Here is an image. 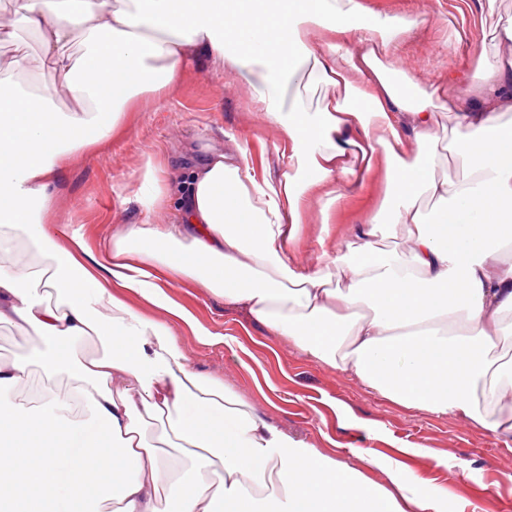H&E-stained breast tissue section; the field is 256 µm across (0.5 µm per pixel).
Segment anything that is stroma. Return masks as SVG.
Wrapping results in <instances>:
<instances>
[{"label":"stroma","mask_w":512,"mask_h":512,"mask_svg":"<svg viewBox=\"0 0 512 512\" xmlns=\"http://www.w3.org/2000/svg\"><path fill=\"white\" fill-rule=\"evenodd\" d=\"M369 9L418 18L405 45V58L427 82L470 69L472 56L495 17L512 15V0H495L492 12L462 0H363ZM454 19L462 41L441 56L443 22ZM25 58V76L41 81L40 47L27 30L16 43L0 47V74ZM139 121L101 152L72 164L60 192L71 220L82 227L91 246L112 239L120 224H138L144 207L134 196L146 153L157 150L175 168L193 164L205 148L227 149L234 141L250 145L258 165L275 164L277 132L254 111L247 89L205 64L191 65L163 104L146 102ZM385 181L348 195L336 208L334 235L318 244L320 227H301L306 260L321 250L335 251L350 240L363 216L380 208ZM169 294L187 306L208 331L198 337L182 325L174 333L194 371L218 378L225 387L263 412L289 435L320 453L361 471L370 482L389 486L390 473L420 479L448 512H512V446L490 431L451 416H435L394 404L369 389L354 374L311 359L200 288L175 283Z\"/></svg>","instance_id":"1"}]
</instances>
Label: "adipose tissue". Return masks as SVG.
I'll return each instance as SVG.
<instances>
[{"label":"adipose tissue","mask_w":512,"mask_h":512,"mask_svg":"<svg viewBox=\"0 0 512 512\" xmlns=\"http://www.w3.org/2000/svg\"><path fill=\"white\" fill-rule=\"evenodd\" d=\"M0 45L27 28L49 85L0 79V324L27 356L0 361V512H444L417 480L367 481L192 370L173 326L203 335L166 290L187 282L247 311L380 396L512 442V362L494 364L512 312V19L468 72L424 86L403 46L417 19L362 0H12ZM243 79L280 132L277 173L247 143L185 182L146 154L142 223L110 243L53 233L58 179L161 102L189 64ZM324 89L318 102L308 93ZM65 94L66 107L56 104ZM465 176L436 175L438 115ZM383 172L386 200L308 267L300 227L334 231L344 191ZM438 203L434 217L422 198ZM409 225V251L380 238ZM346 285H332L334 273ZM39 367L33 398L13 390ZM68 375L67 393L53 389ZM191 463L179 474L163 449Z\"/></svg>","instance_id":"1"}]
</instances>
